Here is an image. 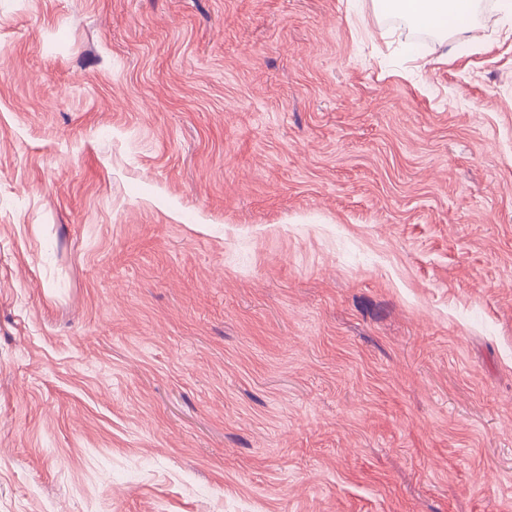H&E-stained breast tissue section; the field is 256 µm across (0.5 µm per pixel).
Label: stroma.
Here are the masks:
<instances>
[{"label":"stroma","instance_id":"35a3bbf8","mask_svg":"<svg viewBox=\"0 0 512 512\" xmlns=\"http://www.w3.org/2000/svg\"><path fill=\"white\" fill-rule=\"evenodd\" d=\"M0 0V512H512V12ZM388 10L395 12L411 26L432 29L450 23L461 31L468 29L463 26L473 11L475 1L472 0H390L384 1Z\"/></svg>","mask_w":512,"mask_h":512}]
</instances>
